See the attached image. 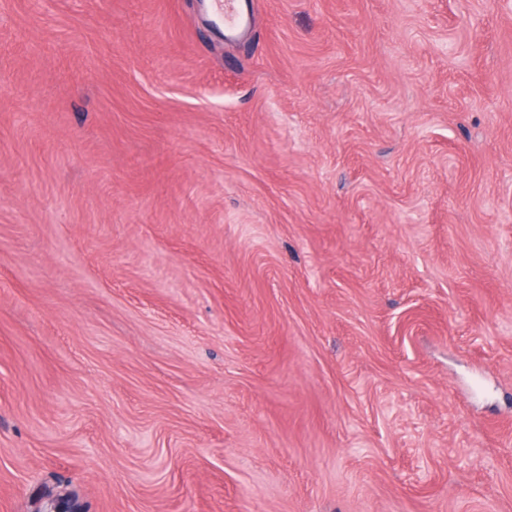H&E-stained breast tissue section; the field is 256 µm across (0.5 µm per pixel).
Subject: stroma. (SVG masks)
Segmentation results:
<instances>
[{"mask_svg": "<svg viewBox=\"0 0 512 512\" xmlns=\"http://www.w3.org/2000/svg\"><path fill=\"white\" fill-rule=\"evenodd\" d=\"M0 0V512H512V0ZM210 12L214 22L224 28L225 37L238 29L242 18L236 8L237 0H209Z\"/></svg>", "mask_w": 512, "mask_h": 512, "instance_id": "stroma-1", "label": "stroma"}]
</instances>
